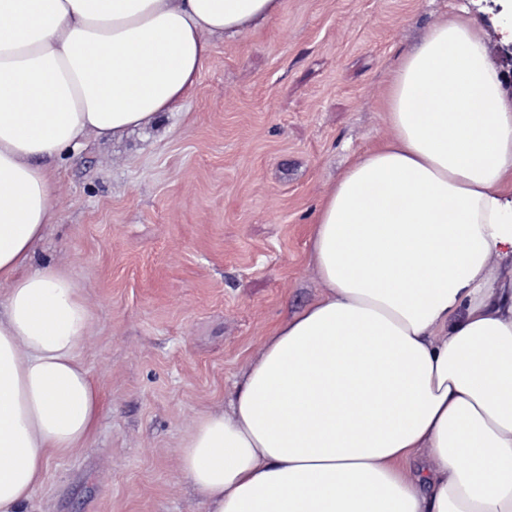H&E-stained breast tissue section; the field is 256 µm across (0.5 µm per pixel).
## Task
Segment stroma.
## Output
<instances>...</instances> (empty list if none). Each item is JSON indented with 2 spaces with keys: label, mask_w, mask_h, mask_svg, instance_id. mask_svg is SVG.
I'll list each match as a JSON object with an SVG mask.
<instances>
[{
  "label": "stroma",
  "mask_w": 512,
  "mask_h": 512,
  "mask_svg": "<svg viewBox=\"0 0 512 512\" xmlns=\"http://www.w3.org/2000/svg\"><path fill=\"white\" fill-rule=\"evenodd\" d=\"M503 29L496 0H284L262 29L213 39L179 109L52 168L36 263L92 314L83 360L102 406L52 458L38 512H203L179 475L195 415L223 408L268 330L317 296L307 245L329 183L388 133L381 98L434 20Z\"/></svg>",
  "instance_id": "35a3bbf8"
}]
</instances>
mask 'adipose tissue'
<instances>
[{
  "mask_svg": "<svg viewBox=\"0 0 512 512\" xmlns=\"http://www.w3.org/2000/svg\"><path fill=\"white\" fill-rule=\"evenodd\" d=\"M283 0H0V512H31L100 395L77 281L34 247L50 164L189 94L212 36ZM488 33L434 21L385 93L388 134L326 190L320 294L276 324L178 471L204 512H512V92Z\"/></svg>",
  "mask_w": 512,
  "mask_h": 512,
  "instance_id": "1",
  "label": "adipose tissue"
}]
</instances>
